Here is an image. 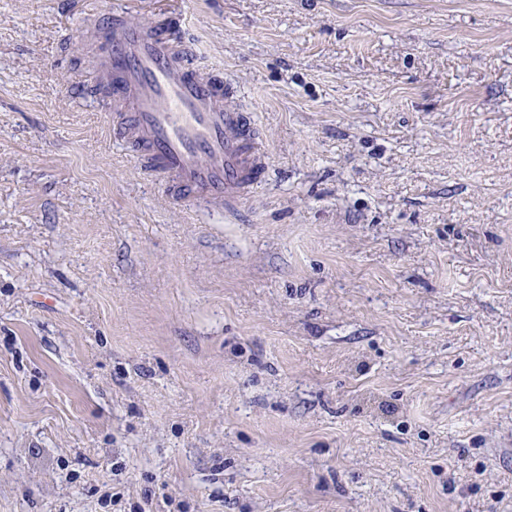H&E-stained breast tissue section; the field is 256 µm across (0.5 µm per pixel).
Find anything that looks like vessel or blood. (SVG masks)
I'll return each mask as SVG.
<instances>
[{"instance_id": "obj_1", "label": "vessel or blood", "mask_w": 512, "mask_h": 512, "mask_svg": "<svg viewBox=\"0 0 512 512\" xmlns=\"http://www.w3.org/2000/svg\"><path fill=\"white\" fill-rule=\"evenodd\" d=\"M112 135L144 178L185 206L234 213L269 163L251 113L222 74L192 60L182 18L156 27L121 13L82 35Z\"/></svg>"}]
</instances>
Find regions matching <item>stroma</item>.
Wrapping results in <instances>:
<instances>
[{
    "label": "stroma",
    "instance_id": "obj_1",
    "mask_svg": "<svg viewBox=\"0 0 512 512\" xmlns=\"http://www.w3.org/2000/svg\"><path fill=\"white\" fill-rule=\"evenodd\" d=\"M0 0V512H512V0H135L269 152L195 213Z\"/></svg>",
    "mask_w": 512,
    "mask_h": 512
}]
</instances>
